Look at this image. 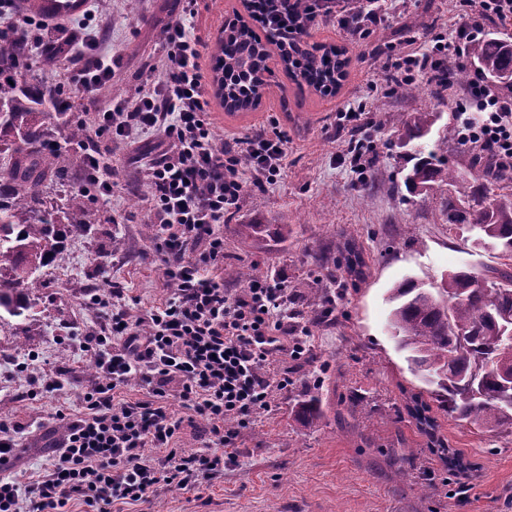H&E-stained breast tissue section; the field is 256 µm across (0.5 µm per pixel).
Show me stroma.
<instances>
[{
    "mask_svg": "<svg viewBox=\"0 0 512 512\" xmlns=\"http://www.w3.org/2000/svg\"><path fill=\"white\" fill-rule=\"evenodd\" d=\"M388 18L357 43L330 21L316 22L308 44L346 49L347 75L336 94L323 96L273 64L260 104L247 114L227 116L213 100L212 131L224 142L255 128L288 134V155L280 178L253 185L239 210L222 227L224 262L218 272L226 287H238L234 273L252 269L259 278L287 281L292 293L333 284L336 259L347 241L364 250L370 266L365 280L343 290L333 316L317 319V306L304 318L314 327L311 355L288 364L291 381L278 391L270 410L261 412L240 441L239 462L223 483L202 497L174 490L160 497L152 512H512V436L479 433L448 418L439 405L429 415L434 435L420 430L409 413L411 398L430 387L413 374L389 328L392 288L407 279L439 286L451 271L496 265L494 252L476 250L466 230L448 226L447 187L411 192L405 176L411 164L397 143L408 113L425 108L440 119L422 138L433 145L445 125L456 122L447 95L405 98L388 88L387 68L407 39L450 33L462 23L448 11V0H386ZM242 0H197L193 33L214 45ZM179 10L176 0H112L110 32L98 52L114 69L112 101L133 99L138 87L154 82L148 65L162 52L156 37ZM365 108L372 127L338 128V112ZM370 142L375 185L339 162L351 138ZM153 135L122 151L115 163L121 177L109 199L92 201L101 223L68 236L63 266L46 268L43 286L29 317L0 326V420L26 424L24 452L10 474L25 480L46 461L35 418L74 400L90 377V364L75 339L91 331L86 310L92 288L121 286L140 307L159 304L170 286L156 256L154 239L143 227L152 217L148 184L135 158L153 145ZM246 224L263 230L244 236ZM36 357L66 369L62 393L29 398L28 373L17 366ZM362 394L365 413L336 414L340 395ZM319 394L324 419L315 426L295 416L297 401ZM440 438L458 450L470 471L459 476L431 449ZM410 479L399 476V469ZM428 492H420V485Z\"/></svg>",
    "mask_w": 512,
    "mask_h": 512,
    "instance_id": "obj_1",
    "label": "stroma"
}]
</instances>
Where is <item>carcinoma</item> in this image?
Instances as JSON below:
<instances>
[{"mask_svg": "<svg viewBox=\"0 0 512 512\" xmlns=\"http://www.w3.org/2000/svg\"><path fill=\"white\" fill-rule=\"evenodd\" d=\"M248 24L229 27L213 45L215 70L221 74L224 106L230 112L258 105L260 90L271 73L266 44ZM305 60L306 83L315 87L333 83L338 70L348 64L345 51L327 47L319 55L300 51ZM473 68L493 86L512 87V42L488 34L468 48ZM52 71L54 54L33 59L27 45L0 38V324L20 318L35 303L43 286L41 269L64 259V233L82 231L91 223L87 190L68 194L57 204L48 199L49 186L64 170L58 146L51 142L52 119L70 143L86 140L87 130L71 118L74 108L64 102L66 92L32 82L34 65ZM470 78V68L437 72L428 81L443 88ZM439 115L410 113L403 124L404 147L429 133ZM457 128L448 124L440 141L408 155L413 165L405 178L412 191L448 184L459 189L469 205L460 210L448 200L449 226L463 225L474 243L497 252L499 266L463 269L448 274L437 292L407 280L391 289L395 304L390 329L399 349L409 352L413 371L435 374L431 397L442 404L448 417L477 431L512 435V342L502 333L504 315L512 317V167L482 161L471 180L480 183L470 191L463 174L450 166L443 154ZM356 281L369 272L363 253L350 245L336 261ZM297 418L312 426L324 417L315 395L301 402Z\"/></svg>", "mask_w": 512, "mask_h": 512, "instance_id": "obj_1", "label": "carcinoma"}]
</instances>
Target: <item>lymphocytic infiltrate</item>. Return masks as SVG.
<instances>
[{
  "instance_id": "lymphocytic-infiltrate-1",
  "label": "lymphocytic infiltrate",
  "mask_w": 512,
  "mask_h": 512,
  "mask_svg": "<svg viewBox=\"0 0 512 512\" xmlns=\"http://www.w3.org/2000/svg\"><path fill=\"white\" fill-rule=\"evenodd\" d=\"M196 3L185 0L167 26L165 54L152 65L161 80L141 87L130 102L85 119L89 136L81 144L82 181L106 199L117 176L113 150L147 132L159 134L162 149L149 159L144 176L151 186L156 251L172 290L162 303L139 311L123 288L91 295L96 323L77 345L95 372L75 401L47 416L63 431L47 462L26 481L1 473L16 457L25 427L0 421V512H69L76 505L122 512L123 505L150 506L175 489H208L237 463L242 428L269 410L275 391L289 383L287 366L271 368V359H298L309 351L301 330L288 326L295 313L286 282L258 278L229 288L215 272L224 259L225 217L239 209L249 183L280 176L288 137L275 129L227 145L214 138L204 44L187 27ZM291 3L251 0L250 15L265 24L279 20L295 44L309 23L294 15ZM449 5L463 24L450 39L435 37L431 52L399 57L398 78H427L465 65L468 43L490 24L512 18V0ZM1 14L12 17L10 38L52 48L58 22L22 13L16 0H0ZM96 47V40L80 41L84 63L70 77L71 91L90 95L111 81L112 66L95 56ZM450 101L460 117L459 142L512 163V91L494 90L476 74ZM472 102L480 106L476 120L466 115ZM104 137L112 151L101 150ZM134 385L140 389L135 399L126 395ZM198 420L204 423L199 446L184 448V429Z\"/></svg>"
}]
</instances>
